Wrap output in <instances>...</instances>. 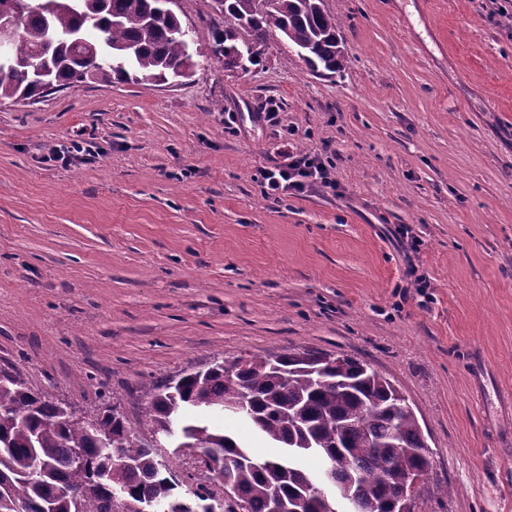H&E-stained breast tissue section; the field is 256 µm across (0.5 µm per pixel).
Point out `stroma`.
Wrapping results in <instances>:
<instances>
[{
    "mask_svg": "<svg viewBox=\"0 0 512 512\" xmlns=\"http://www.w3.org/2000/svg\"><path fill=\"white\" fill-rule=\"evenodd\" d=\"M211 3L173 6L189 77L0 101V367L144 438L145 389L213 358L348 354L427 437L418 512H512V0H324L336 73L282 38L225 72ZM288 142L336 190L264 198Z\"/></svg>",
    "mask_w": 512,
    "mask_h": 512,
    "instance_id": "35a3bbf8",
    "label": "stroma"
}]
</instances>
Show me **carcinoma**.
I'll return each instance as SVG.
<instances>
[{
	"label": "carcinoma",
	"mask_w": 512,
	"mask_h": 512,
	"mask_svg": "<svg viewBox=\"0 0 512 512\" xmlns=\"http://www.w3.org/2000/svg\"><path fill=\"white\" fill-rule=\"evenodd\" d=\"M213 49L231 72L255 63L268 42L285 37L310 68L344 67L340 24L324 0H213ZM159 0H25L22 32L0 69V100L47 93L99 78L166 82L194 67L192 31ZM250 402V421L277 457L259 458L215 428L204 414ZM90 424L64 415L61 402L31 389L20 373L0 369V512H140L203 497L224 512H272L280 497L294 512H338L356 495L362 512H390L392 478L425 480L431 450L403 393L368 364L309 351L222 361L146 392L144 425L169 427L210 460L202 474H178L161 450L141 440L116 405ZM88 462L76 466L77 455ZM331 471L336 496L315 489L304 460ZM234 497H224V490Z\"/></svg>",
	"instance_id": "obj_1"
}]
</instances>
